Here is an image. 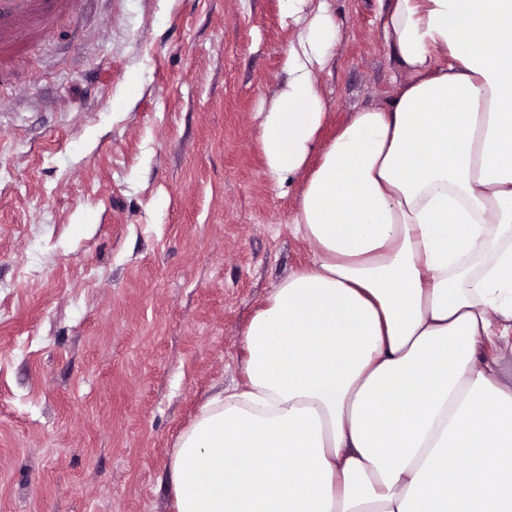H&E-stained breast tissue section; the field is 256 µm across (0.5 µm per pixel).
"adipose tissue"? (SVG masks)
I'll return each mask as SVG.
<instances>
[{
    "instance_id": "1",
    "label": "adipose tissue",
    "mask_w": 512,
    "mask_h": 512,
    "mask_svg": "<svg viewBox=\"0 0 512 512\" xmlns=\"http://www.w3.org/2000/svg\"><path fill=\"white\" fill-rule=\"evenodd\" d=\"M260 123L313 261L243 333L241 383L178 436L173 512H512V0H389L404 79L320 144L340 26L283 0Z\"/></svg>"
}]
</instances>
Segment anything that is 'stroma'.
I'll return each mask as SVG.
<instances>
[{
  "label": "stroma",
  "mask_w": 512,
  "mask_h": 512,
  "mask_svg": "<svg viewBox=\"0 0 512 512\" xmlns=\"http://www.w3.org/2000/svg\"><path fill=\"white\" fill-rule=\"evenodd\" d=\"M329 141L393 96L388 0H328ZM281 0H71L0 61V512H172L169 458L309 264L260 112Z\"/></svg>",
  "instance_id": "obj_1"
}]
</instances>
